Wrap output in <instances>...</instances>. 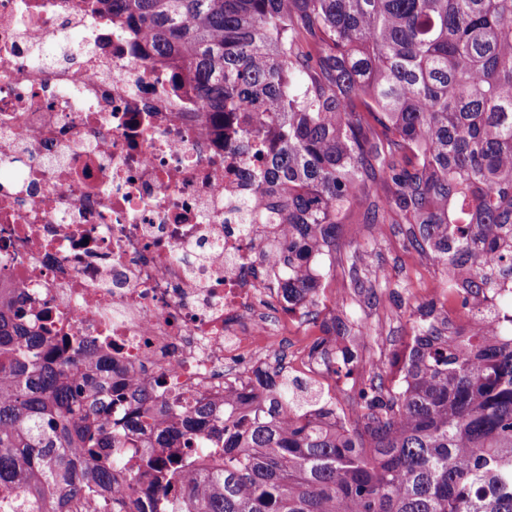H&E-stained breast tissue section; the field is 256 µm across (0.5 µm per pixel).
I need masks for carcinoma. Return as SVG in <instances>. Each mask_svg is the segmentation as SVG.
Here are the masks:
<instances>
[{
  "instance_id": "carcinoma-1",
  "label": "carcinoma",
  "mask_w": 512,
  "mask_h": 512,
  "mask_svg": "<svg viewBox=\"0 0 512 512\" xmlns=\"http://www.w3.org/2000/svg\"><path fill=\"white\" fill-rule=\"evenodd\" d=\"M267 164L285 225L288 312L316 304L315 263L364 224H410L465 329L416 307L398 379L368 372L354 418L258 370L209 405L152 410L96 360L0 300V512H512V0H100ZM331 329L350 361L365 325ZM150 436L152 451L132 434ZM208 448L220 464L200 466Z\"/></svg>"
}]
</instances>
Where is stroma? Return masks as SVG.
<instances>
[{"instance_id":"1","label":"stroma","mask_w":512,"mask_h":512,"mask_svg":"<svg viewBox=\"0 0 512 512\" xmlns=\"http://www.w3.org/2000/svg\"><path fill=\"white\" fill-rule=\"evenodd\" d=\"M365 209V203L355 204L342 226L340 250L324 263L317 318L288 322L289 376L306 378L308 350L317 339H331L329 326L336 317L362 321L372 329L371 337L358 348L361 362L354 366V376L362 375L363 360L373 357L385 363L390 375H397L404 348L411 341V315L416 306L433 299L443 309L454 307L438 286L435 267L408 249L409 225L361 223ZM358 250L364 252L369 272L380 270L388 278L387 285L377 291V302L347 287L352 254Z\"/></svg>"}]
</instances>
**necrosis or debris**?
<instances>
[{"instance_id": "necrosis-or-debris-1", "label": "necrosis or debris", "mask_w": 512, "mask_h": 512, "mask_svg": "<svg viewBox=\"0 0 512 512\" xmlns=\"http://www.w3.org/2000/svg\"><path fill=\"white\" fill-rule=\"evenodd\" d=\"M72 28L88 52L35 63ZM131 42L99 0H0V163L14 171L0 178V288L42 335L96 340L157 411L220 416L260 344L288 357V325L266 310L281 227L240 229L261 162Z\"/></svg>"}]
</instances>
